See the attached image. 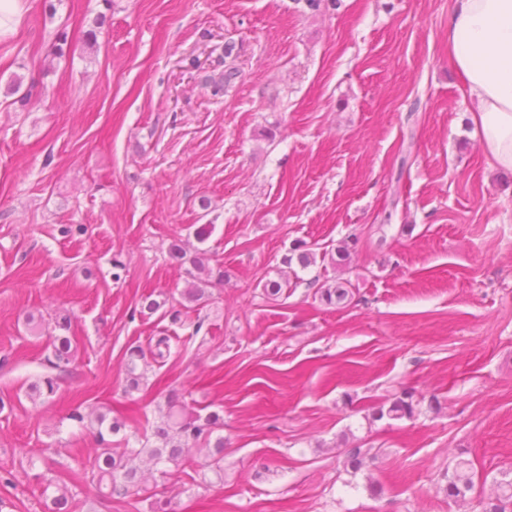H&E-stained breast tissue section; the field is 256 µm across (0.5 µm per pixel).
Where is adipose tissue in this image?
Wrapping results in <instances>:
<instances>
[{"label": "adipose tissue", "instance_id": "ef3b65f1", "mask_svg": "<svg viewBox=\"0 0 512 512\" xmlns=\"http://www.w3.org/2000/svg\"><path fill=\"white\" fill-rule=\"evenodd\" d=\"M448 59L490 168L512 171V0H452Z\"/></svg>", "mask_w": 512, "mask_h": 512}]
</instances>
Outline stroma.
<instances>
[{"mask_svg": "<svg viewBox=\"0 0 512 512\" xmlns=\"http://www.w3.org/2000/svg\"><path fill=\"white\" fill-rule=\"evenodd\" d=\"M23 7L0 39V512H43L31 476L48 468L73 512H147L98 498L94 434L68 415L112 407L149 433L172 390L224 416V479L198 490L190 452L166 484L181 512H483L512 478V172L468 119L448 0ZM228 43L239 73L216 96ZM177 238L224 281L175 323ZM298 245L315 264L286 263ZM345 280L340 305L314 290ZM63 315L75 358L44 400ZM166 334L170 357L125 394L127 349ZM406 392L413 417H374ZM352 448L372 453L361 469ZM460 460L476 491L454 501Z\"/></svg>", "mask_w": 512, "mask_h": 512, "instance_id": "stroma-1", "label": "stroma"}]
</instances>
